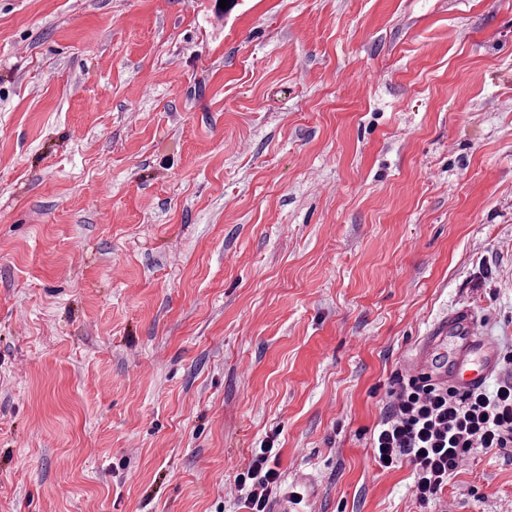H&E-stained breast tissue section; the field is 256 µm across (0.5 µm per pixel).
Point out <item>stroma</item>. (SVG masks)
<instances>
[{"instance_id":"35a3bbf8","label":"stroma","mask_w":512,"mask_h":512,"mask_svg":"<svg viewBox=\"0 0 512 512\" xmlns=\"http://www.w3.org/2000/svg\"><path fill=\"white\" fill-rule=\"evenodd\" d=\"M0 0V512L429 506L370 434L466 311L512 351V0ZM274 442L267 440L255 449L247 466L234 476L235 498L244 512H270L273 498L281 494L282 474Z\"/></svg>"}]
</instances>
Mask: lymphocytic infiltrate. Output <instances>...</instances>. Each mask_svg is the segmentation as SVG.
Wrapping results in <instances>:
<instances>
[{"instance_id": "obj_1", "label": "lymphocytic infiltrate", "mask_w": 512, "mask_h": 512, "mask_svg": "<svg viewBox=\"0 0 512 512\" xmlns=\"http://www.w3.org/2000/svg\"><path fill=\"white\" fill-rule=\"evenodd\" d=\"M372 446L380 469L412 465L415 498L427 505L477 449L512 447V377L461 394L409 373L395 374ZM277 457L273 441H266L235 475L234 494L243 512H270L282 490Z\"/></svg>"}]
</instances>
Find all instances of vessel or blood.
Returning <instances> with one entry per match:
<instances>
[{
	"mask_svg": "<svg viewBox=\"0 0 512 512\" xmlns=\"http://www.w3.org/2000/svg\"><path fill=\"white\" fill-rule=\"evenodd\" d=\"M497 367L494 340L475 332L457 316L427 337L412 361L411 372L466 392L485 384Z\"/></svg>",
	"mask_w": 512,
	"mask_h": 512,
	"instance_id": "b4317fda",
	"label": "vessel or blood"
}]
</instances>
